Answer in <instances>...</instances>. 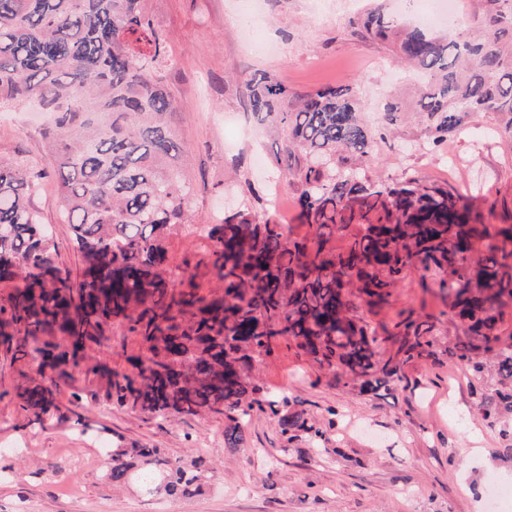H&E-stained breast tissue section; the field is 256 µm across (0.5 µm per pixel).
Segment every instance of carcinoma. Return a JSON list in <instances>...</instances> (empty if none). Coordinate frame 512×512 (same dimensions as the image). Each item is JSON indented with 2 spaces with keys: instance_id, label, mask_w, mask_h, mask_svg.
<instances>
[{
  "instance_id": "cac0c4a2",
  "label": "carcinoma",
  "mask_w": 512,
  "mask_h": 512,
  "mask_svg": "<svg viewBox=\"0 0 512 512\" xmlns=\"http://www.w3.org/2000/svg\"><path fill=\"white\" fill-rule=\"evenodd\" d=\"M477 2V28L464 21L442 36L402 29L380 7L351 22L424 75L412 103L385 104L389 128L413 117L437 146L490 114L512 144V0ZM169 62L146 0H0V100H32L51 114L45 138L83 261L74 285L31 208L34 176L0 161V287L9 289L0 325L13 327L0 341L43 373L78 366L87 343L125 323L140 337L142 354L131 358L140 382H114L118 405L164 418L222 413L224 444L234 450L240 422L264 403L287 439L320 436L288 398L258 397L254 355L284 337L361 393L400 379V365L431 354L432 326L411 314L395 324L388 338L397 349L385 359L354 299L388 302L420 264L442 275L439 288L467 333L452 354L475 376L487 371L479 353L490 355L499 384L512 388V349L498 347L500 309L512 303V224L484 223L463 195L437 183L369 176L374 135L348 86L300 94L266 72L245 81L247 110L283 139L277 162L316 239H291L282 225L239 210L206 234L223 295L208 300L193 279L172 281L167 240L189 219L192 185L178 165L188 151L174 128L180 106L164 84ZM338 232L348 237L341 251L328 246ZM57 333L61 340H49ZM55 391L41 382L17 396L41 421L58 409ZM502 406L512 410L511 392L478 403L490 424ZM158 455L118 444L105 477L120 486L134 476L156 493L190 495L203 485V470L182 463L164 472Z\"/></svg>"
}]
</instances>
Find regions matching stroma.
Here are the masks:
<instances>
[{
	"label": "stroma",
	"mask_w": 512,
	"mask_h": 512,
	"mask_svg": "<svg viewBox=\"0 0 512 512\" xmlns=\"http://www.w3.org/2000/svg\"><path fill=\"white\" fill-rule=\"evenodd\" d=\"M368 0H149L174 64L165 83L182 106L174 122L189 152L194 186L191 221L168 245L171 267L195 277L197 292L221 295L209 273V242L200 224H220L228 207L245 206L293 238H314L292 187L273 199L281 139L247 112L244 78L275 75L290 91L354 88L368 128L379 137L370 175L391 182L407 174L457 189L488 224H512V147L483 116L470 132L433 147L416 124L386 134L388 97L409 95L420 79L383 43L349 25ZM34 102L0 105V160L38 172L32 206L52 230L56 262L79 282L82 260L71 241ZM429 322L437 342L429 356L402 365L391 390L361 394L285 339L261 356L263 394L288 397L325 434L282 436L270 410L254 409L239 449L224 446L223 414L157 417L112 401L118 376L131 373L138 336L106 326L79 367L58 382L59 411L36 421L21 408L20 387L39 379L37 361L15 359L0 345V512H512L496 486L512 484V412L495 425L478 413L494 377L476 378L450 351L464 338L450 301L431 273L413 270L387 304H360L376 330L403 314ZM156 448L165 464L194 461L208 479L191 496L147 492L136 480L115 486L104 476L115 438Z\"/></svg>",
	"instance_id": "1"
}]
</instances>
